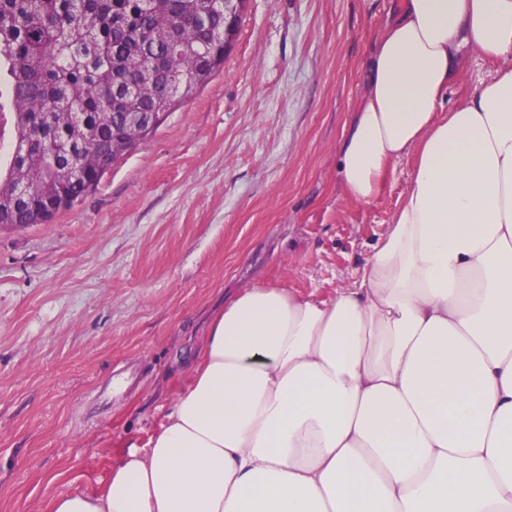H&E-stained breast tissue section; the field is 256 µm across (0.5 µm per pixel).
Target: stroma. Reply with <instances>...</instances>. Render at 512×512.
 Listing matches in <instances>:
<instances>
[{
	"label": "stroma",
	"mask_w": 512,
	"mask_h": 512,
	"mask_svg": "<svg viewBox=\"0 0 512 512\" xmlns=\"http://www.w3.org/2000/svg\"><path fill=\"white\" fill-rule=\"evenodd\" d=\"M400 0H249L223 69L47 224H0V512L96 491L257 277L350 286L413 161L361 205L336 156Z\"/></svg>",
	"instance_id": "stroma-1"
}]
</instances>
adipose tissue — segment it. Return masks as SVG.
<instances>
[{
  "label": "adipose tissue",
  "mask_w": 512,
  "mask_h": 512,
  "mask_svg": "<svg viewBox=\"0 0 512 512\" xmlns=\"http://www.w3.org/2000/svg\"><path fill=\"white\" fill-rule=\"evenodd\" d=\"M487 78L444 101L471 54ZM407 190L353 287L257 280L104 488L47 512H512V0H402L337 170Z\"/></svg>",
  "instance_id": "obj_1"
}]
</instances>
